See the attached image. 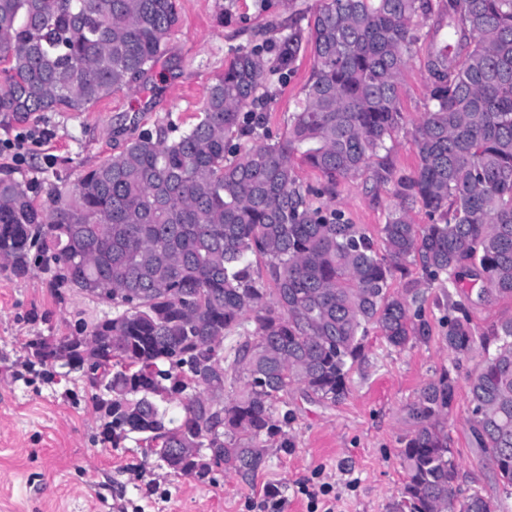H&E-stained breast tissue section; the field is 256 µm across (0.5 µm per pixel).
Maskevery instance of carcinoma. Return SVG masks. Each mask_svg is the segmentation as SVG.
Returning a JSON list of instances; mask_svg holds the SVG:
<instances>
[{
	"label": "carcinoma",
	"mask_w": 512,
	"mask_h": 512,
	"mask_svg": "<svg viewBox=\"0 0 512 512\" xmlns=\"http://www.w3.org/2000/svg\"><path fill=\"white\" fill-rule=\"evenodd\" d=\"M429 0H322L308 42L314 56L285 136L240 148L243 109L266 64L235 55L210 86L198 122L142 131L48 204L36 188L0 178L1 270L54 272L57 285L101 299L112 317L83 336L36 339L45 366L64 357L91 375L110 421L105 439L163 441L157 457L204 478V458L243 477L265 462L262 437L281 432L276 403L293 388L336 401L372 328L395 348L426 340L420 284L390 291L409 262L448 288L443 343L458 357L480 349L469 376V423L485 459L512 489V317L477 333L464 282L477 300L512 298V0H448L425 67L430 108L413 130L416 165L374 170L395 199L377 247L366 230L312 197L354 178L401 127L400 82L414 26ZM179 22L176 0H0V126L38 112H85L130 87L164 56ZM303 49L298 31L277 67ZM320 172L298 181L294 159ZM421 205L431 223L409 212ZM253 321L233 356L224 340ZM243 375L229 402V376ZM184 419L168 427L165 399ZM456 381L442 370L410 407L401 459L408 482L396 512H496L454 491L447 424Z\"/></svg>",
	"instance_id": "cac0c4a2"
}]
</instances>
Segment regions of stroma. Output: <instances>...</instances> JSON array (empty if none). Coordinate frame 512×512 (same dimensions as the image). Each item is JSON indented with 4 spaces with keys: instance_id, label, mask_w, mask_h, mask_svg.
<instances>
[{
    "instance_id": "35a3bbf8",
    "label": "stroma",
    "mask_w": 512,
    "mask_h": 512,
    "mask_svg": "<svg viewBox=\"0 0 512 512\" xmlns=\"http://www.w3.org/2000/svg\"><path fill=\"white\" fill-rule=\"evenodd\" d=\"M319 0H178L180 24L166 54L148 77L113 92L85 112H47L9 129L0 128V177L36 185L39 202L50 186L69 185L78 174L121 151L142 130L173 123L188 127L224 70L240 51H260L275 61L282 38L308 32ZM430 21L416 30L400 97L404 127L389 141L387 159L395 172L416 161L410 131L430 105L424 67ZM313 65L302 52L288 70L267 73L251 110L259 137L278 140L295 111ZM38 128L14 160L20 133ZM315 204L340 210L350 223L378 235L393 205L388 187L370 174L339 181ZM429 340L390 346L378 330L365 341L364 358L349 373L345 398H305L293 389L278 414L289 420L281 433L264 437L266 462L242 479L211 467L206 480L176 474L145 456L137 435L104 441L107 419L85 377L68 369L35 364L27 347L37 337L55 339L90 329L111 316L96 298L58 288L37 270L15 278L0 271V512H266L264 492L277 490L283 512H310L304 485L329 484L335 512H395L406 471L400 450L412 428L409 409L420 389L441 369L457 380L448 435L458 464L459 497L477 493L512 512L492 466L474 442L468 419L466 377L475 360H457L443 345L439 286L424 289Z\"/></svg>"
}]
</instances>
